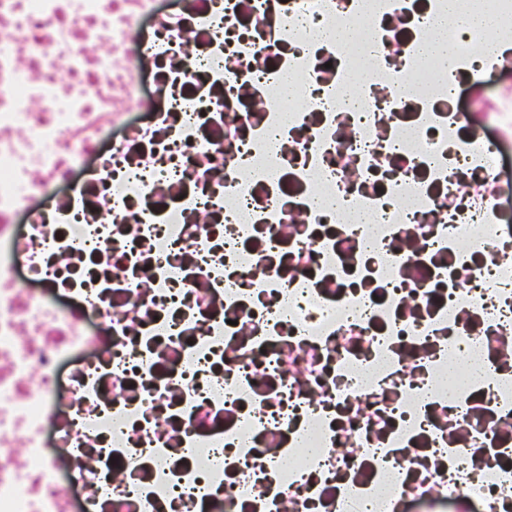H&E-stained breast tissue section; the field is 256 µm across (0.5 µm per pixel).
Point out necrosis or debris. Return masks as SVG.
Here are the masks:
<instances>
[{"label": "necrosis or debris", "instance_id": "obj_1", "mask_svg": "<svg viewBox=\"0 0 512 512\" xmlns=\"http://www.w3.org/2000/svg\"><path fill=\"white\" fill-rule=\"evenodd\" d=\"M416 2L0 0V512H512V82ZM448 11L447 14L440 17L430 19V27L433 31V37L422 45V52L426 56L438 55L443 61L449 60L454 55V49L448 45L445 46L443 52L438 51L439 43L437 40L438 31L441 27L449 20L454 19L457 16V0H447ZM502 80L498 78L494 81H481L478 78L474 77L471 69L464 70L458 73L456 77L457 88L461 91H464L465 94L460 96L459 106L464 107L466 104V95L467 92H480L484 96L490 95L496 88L499 81ZM476 85H481L485 89L479 90L474 88Z\"/></svg>", "mask_w": 512, "mask_h": 512}]
</instances>
